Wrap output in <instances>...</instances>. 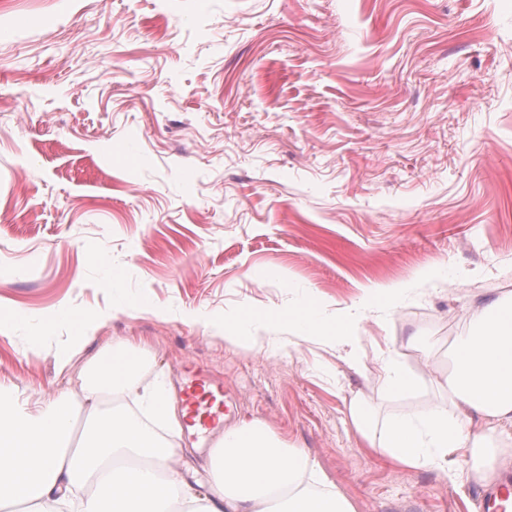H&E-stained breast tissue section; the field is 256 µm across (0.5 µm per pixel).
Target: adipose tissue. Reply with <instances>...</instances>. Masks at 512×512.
Segmentation results:
<instances>
[{
  "mask_svg": "<svg viewBox=\"0 0 512 512\" xmlns=\"http://www.w3.org/2000/svg\"><path fill=\"white\" fill-rule=\"evenodd\" d=\"M404 294L397 282L372 284L331 322L309 298L288 313V327L295 339L335 345L354 368L367 319ZM151 358L145 343L114 342L85 363L77 402L65 390L31 406L0 386V512H354L305 449L259 421L225 430L208 459L209 486L196 492L154 426L179 422L164 394L145 397L151 424L142 412L104 404L137 390ZM451 361L440 383L447 403L380 423L353 399L351 425L395 463L496 479L494 442L512 432V296L479 305L469 330L454 338Z\"/></svg>",
  "mask_w": 512,
  "mask_h": 512,
  "instance_id": "ef3b65f1",
  "label": "adipose tissue"
}]
</instances>
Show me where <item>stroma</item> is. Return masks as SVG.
Listing matches in <instances>:
<instances>
[{"mask_svg": "<svg viewBox=\"0 0 512 512\" xmlns=\"http://www.w3.org/2000/svg\"><path fill=\"white\" fill-rule=\"evenodd\" d=\"M379 282L408 293L359 369L265 320ZM509 292L512 0H0V310L29 314L0 327V384L29 405L144 341L143 387L175 402L179 363L207 366L225 427L265 422L356 512H481L480 481L383 458L347 405L440 401L454 337ZM62 307L96 319L81 352ZM246 312L253 347L210 326ZM390 353L415 385L382 399Z\"/></svg>", "mask_w": 512, "mask_h": 512, "instance_id": "obj_1", "label": "stroma"}]
</instances>
